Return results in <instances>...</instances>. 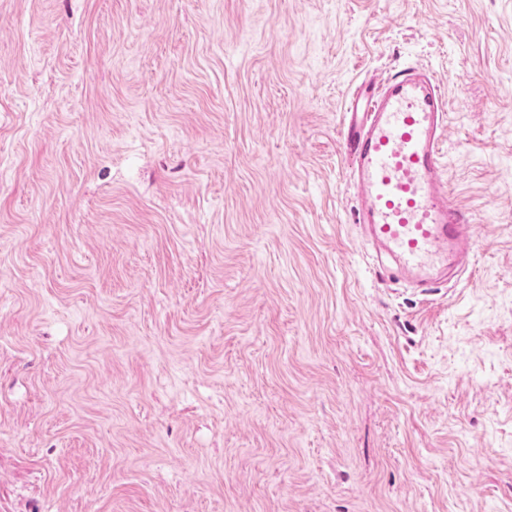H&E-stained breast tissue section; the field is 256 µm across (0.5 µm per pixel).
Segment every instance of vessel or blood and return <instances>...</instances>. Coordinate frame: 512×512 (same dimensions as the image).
<instances>
[{
  "label": "vessel or blood",
  "mask_w": 512,
  "mask_h": 512,
  "mask_svg": "<svg viewBox=\"0 0 512 512\" xmlns=\"http://www.w3.org/2000/svg\"><path fill=\"white\" fill-rule=\"evenodd\" d=\"M447 121L446 94L423 67L361 82L344 112L356 221L419 288L471 262L475 227L448 193L440 156Z\"/></svg>",
  "instance_id": "b4317fda"
}]
</instances>
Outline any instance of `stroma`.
<instances>
[{
    "mask_svg": "<svg viewBox=\"0 0 512 512\" xmlns=\"http://www.w3.org/2000/svg\"><path fill=\"white\" fill-rule=\"evenodd\" d=\"M417 65L424 295L341 140ZM0 512H512V0H0ZM447 112L445 91L420 67L361 82L343 115L356 223L417 288L471 264L475 227L448 194L440 156Z\"/></svg>",
    "mask_w": 512,
    "mask_h": 512,
    "instance_id": "1",
    "label": "stroma"
}]
</instances>
